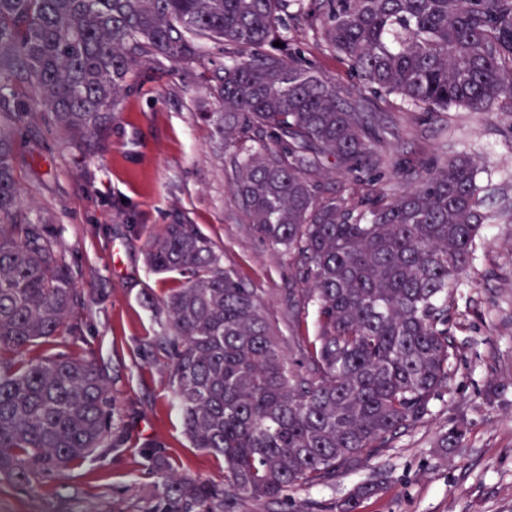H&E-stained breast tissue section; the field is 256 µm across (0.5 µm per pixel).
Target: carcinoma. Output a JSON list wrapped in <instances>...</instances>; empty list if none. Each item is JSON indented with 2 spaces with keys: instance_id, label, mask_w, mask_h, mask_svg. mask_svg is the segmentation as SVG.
Segmentation results:
<instances>
[{
  "instance_id": "cac0c4a2",
  "label": "carcinoma",
  "mask_w": 512,
  "mask_h": 512,
  "mask_svg": "<svg viewBox=\"0 0 512 512\" xmlns=\"http://www.w3.org/2000/svg\"><path fill=\"white\" fill-rule=\"evenodd\" d=\"M290 8L378 100L512 115V0H0V101L26 82L31 105L84 149L112 121L138 64L223 55L205 77L218 111L203 116L235 149L236 191L255 233L287 249L306 284L288 289L291 335L281 336L195 225L149 233V269L180 276L158 299L150 353L168 372L189 446L224 463L216 483L148 456L150 512L283 504L391 447L459 371L448 312L492 220L481 169L464 154L419 172L390 166L375 113L288 44ZM4 115L0 475L33 489L108 447L112 383L91 352L29 355L72 332L82 296L57 232L21 205L14 151L29 113ZM328 163L356 182L388 172L409 185L348 201L319 180ZM465 431L453 425L438 447H458ZM384 490L381 479L363 484L336 512H358Z\"/></svg>"
}]
</instances>
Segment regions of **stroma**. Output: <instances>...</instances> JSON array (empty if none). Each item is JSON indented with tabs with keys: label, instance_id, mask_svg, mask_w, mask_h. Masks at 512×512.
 Segmentation results:
<instances>
[{
	"label": "stroma",
	"instance_id": "stroma-1",
	"mask_svg": "<svg viewBox=\"0 0 512 512\" xmlns=\"http://www.w3.org/2000/svg\"><path fill=\"white\" fill-rule=\"evenodd\" d=\"M302 58L358 101L369 93L304 17L288 19ZM203 65L164 59L138 68L94 151L72 146L41 118L26 120L15 169L33 214L59 233L60 248L84 298L82 340L60 350L94 352L115 398L112 448L75 469L63 483L13 488L0 480V512H149L151 480L143 463L152 448L179 457L191 477L223 481L212 455L189 448L161 362L144 353L157 326L151 302L175 287L145 262L149 231L194 224L226 269L256 288L280 335H288V253L256 236L234 190L231 152L203 115L216 105ZM381 125L393 130L381 151L418 170L434 159L478 156L494 193L493 209L512 205V121L497 110L426 114L379 102ZM450 328L466 346L458 374L431 413L360 468L291 492L270 512H330L359 484L380 477L383 493L360 512H512V220L490 224L476 248L469 278L451 311ZM465 420L462 447L442 451L440 433Z\"/></svg>",
	"mask_w": 512,
	"mask_h": 512
}]
</instances>
